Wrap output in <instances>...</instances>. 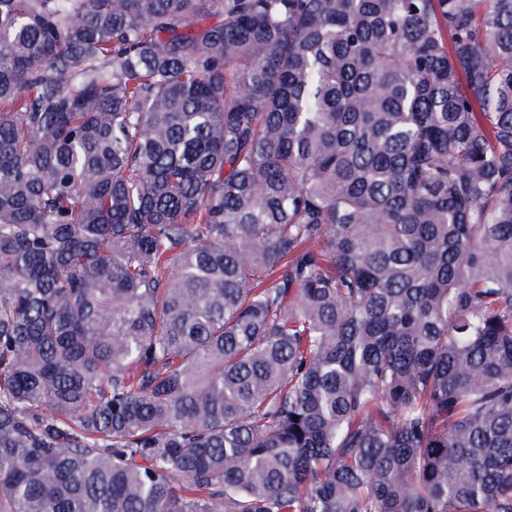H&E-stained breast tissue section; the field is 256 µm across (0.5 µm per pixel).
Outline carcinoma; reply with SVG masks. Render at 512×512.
<instances>
[{
    "mask_svg": "<svg viewBox=\"0 0 512 512\" xmlns=\"http://www.w3.org/2000/svg\"><path fill=\"white\" fill-rule=\"evenodd\" d=\"M0 512H512V0H0Z\"/></svg>",
    "mask_w": 512,
    "mask_h": 512,
    "instance_id": "carcinoma-1",
    "label": "carcinoma"
}]
</instances>
